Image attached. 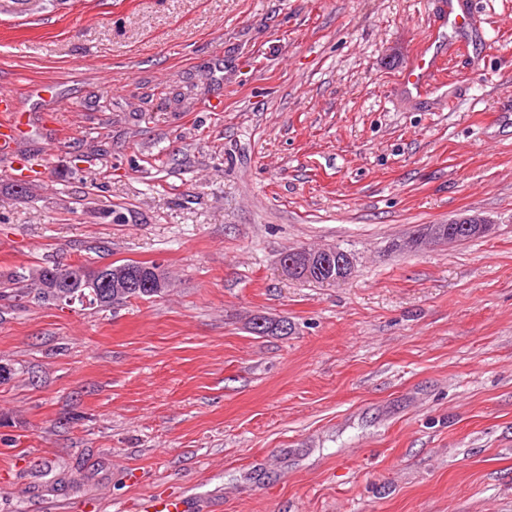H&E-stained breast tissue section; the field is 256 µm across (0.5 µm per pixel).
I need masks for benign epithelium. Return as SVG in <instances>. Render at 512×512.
I'll return each instance as SVG.
<instances>
[{"instance_id": "benign-epithelium-1", "label": "benign epithelium", "mask_w": 512, "mask_h": 512, "mask_svg": "<svg viewBox=\"0 0 512 512\" xmlns=\"http://www.w3.org/2000/svg\"><path fill=\"white\" fill-rule=\"evenodd\" d=\"M453 224H461L464 230L482 235L491 229L490 221L477 215L451 220ZM284 272L297 279L321 277V274L331 270L336 276L327 277V282H337L348 278L354 270V258L351 254L335 248L310 250L300 248L294 251L286 262L281 264ZM166 274L157 267L145 276L140 271L127 270L120 280H115L104 273L103 267L73 268L72 273L65 278H56V288L59 302L73 305L75 303L88 306L91 302L103 299L105 288H166Z\"/></svg>"}]
</instances>
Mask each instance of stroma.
<instances>
[{
    "label": "stroma",
    "mask_w": 512,
    "mask_h": 512,
    "mask_svg": "<svg viewBox=\"0 0 512 512\" xmlns=\"http://www.w3.org/2000/svg\"><path fill=\"white\" fill-rule=\"evenodd\" d=\"M453 5L0 0V512H512V0ZM333 246L344 281L281 268ZM123 260L169 291L15 296ZM441 61L438 54L429 56L426 52L421 53L416 61L399 75V80L418 94H426L431 89L429 81L432 75L441 69ZM455 224H463L464 230L466 232L474 233L476 235H482L487 233L491 229L490 221L484 217H480L477 215L453 219L448 221V224H428L433 226H438L440 230L448 234V226L449 228H453ZM428 225H425L427 227ZM118 262H114L108 265V269L115 270L118 266H123L124 268L128 267H138L140 271H145L149 267H157L154 269H150V273H148V278L146 279L142 272L135 271L133 269L126 270L125 275L121 280H115L113 276L112 279L105 275L104 268L100 267H90V268H73L72 273L70 274L69 269L73 267V264H61L56 262L48 263L45 266H40L33 273V280L39 290L38 299L53 301L74 305L75 303L82 304L83 306H88L89 308H110L115 305L124 304L130 302L132 300H149L152 298L162 297L164 295L167 286L166 282V274L163 269L159 265H156L153 262H138V261H124L123 263L117 264ZM54 271L55 276L57 275H68L66 278L55 279L54 286L53 278L49 276V273ZM78 279L83 283L81 288H71L70 284ZM158 288L161 292H154L149 289H144L143 291H130L127 293H117L116 288ZM55 288L57 292L58 299L55 295ZM98 288H109L108 297L102 301V303H97L101 301L104 297V293L101 289ZM92 298V299H91ZM97 303L94 305L91 303ZM91 304V305H90Z\"/></svg>",
    "instance_id": "35a3bbf8"
}]
</instances>
